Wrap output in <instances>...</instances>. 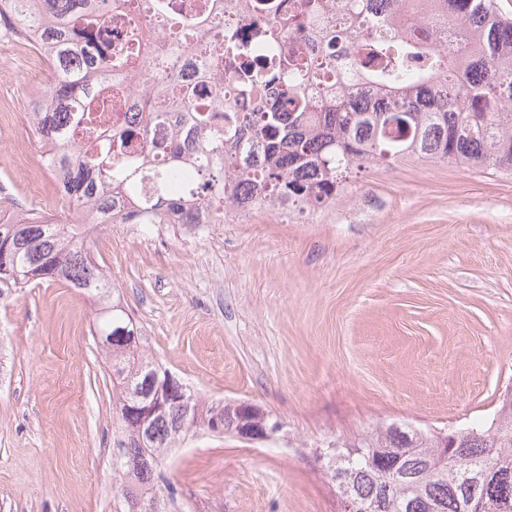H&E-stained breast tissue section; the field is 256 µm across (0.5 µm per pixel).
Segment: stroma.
<instances>
[{"mask_svg":"<svg viewBox=\"0 0 512 512\" xmlns=\"http://www.w3.org/2000/svg\"><path fill=\"white\" fill-rule=\"evenodd\" d=\"M0 25V211L49 214L22 120L48 66ZM45 196L32 202L31 175ZM145 348L203 399L261 405L267 442L198 433L163 466L194 512H338L317 449L450 432L512 396V174L418 159L349 175L298 221L95 232ZM94 306L60 282L0 302V512H112V382Z\"/></svg>","mask_w":512,"mask_h":512,"instance_id":"1","label":"stroma"}]
</instances>
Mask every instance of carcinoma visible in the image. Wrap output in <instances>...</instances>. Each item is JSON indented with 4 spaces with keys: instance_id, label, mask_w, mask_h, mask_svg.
<instances>
[{
    "instance_id": "cac0c4a2",
    "label": "carcinoma",
    "mask_w": 512,
    "mask_h": 512,
    "mask_svg": "<svg viewBox=\"0 0 512 512\" xmlns=\"http://www.w3.org/2000/svg\"><path fill=\"white\" fill-rule=\"evenodd\" d=\"M122 0H0L17 33L39 34L53 58L48 84L30 95L40 147L57 146L75 210L21 211L0 223V300L31 283L63 282L97 305L93 335L134 341L102 347L112 375V512H166L161 465L189 426L216 415L238 432L237 406L208 404L185 384L141 429L136 405L165 387L168 369L140 344L141 329L94 259L88 224H222L266 208L295 216L346 193L353 166L414 157L512 173V18L496 0H216L213 12L172 20L182 38L153 42L131 32L116 45L106 21ZM452 21V40L427 26ZM102 51L82 54L80 42ZM147 45L140 117L122 128L91 126L94 144L62 145L100 105L97 84ZM195 58L187 78L158 65ZM175 129L148 161L140 145L159 124ZM183 391L187 403L177 401ZM339 499L370 512H512V405L464 435L398 426L321 449Z\"/></svg>"
}]
</instances>
